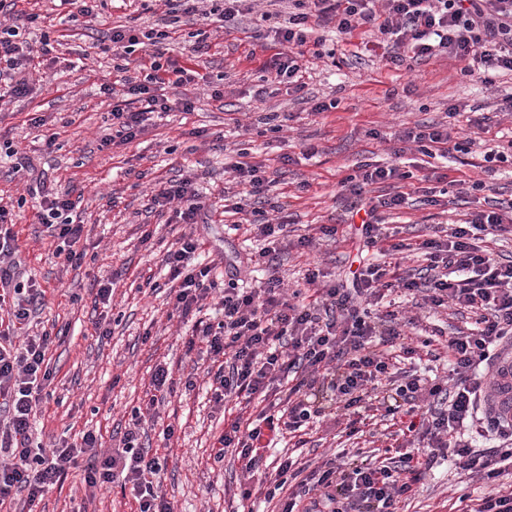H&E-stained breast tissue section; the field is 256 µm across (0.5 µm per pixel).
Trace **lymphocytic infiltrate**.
Here are the masks:
<instances>
[{"instance_id": "obj_1", "label": "lymphocytic infiltrate", "mask_w": 512, "mask_h": 512, "mask_svg": "<svg viewBox=\"0 0 512 512\" xmlns=\"http://www.w3.org/2000/svg\"><path fill=\"white\" fill-rule=\"evenodd\" d=\"M18 2L0 0V15L12 19L11 24L0 23V104L30 94L34 57L55 51L50 36L36 46L23 38L22 23L35 16ZM161 3L173 18L196 13L203 3L222 22L235 21L248 9L246 0ZM288 7L287 25L275 28L269 44L273 54L263 80L271 88L304 90L306 44L314 25L355 39L358 58L379 57L399 66L409 59L445 56L460 64L463 74L485 84L494 72L512 71V0H288ZM107 38L113 53L121 56L139 40L147 42L135 75L124 79V100L111 110L116 135L128 144L143 131L147 114L171 111L166 86L190 84L198 73L164 62L168 30L153 28L140 37L115 27ZM402 139L431 158L445 159L463 149L444 125L409 130ZM413 177L412 171L392 164L343 180L351 213L362 217L360 240L380 256L376 262H361L346 283L321 282L319 271L311 270L304 288L285 292L278 264L284 227L268 221L251 226L264 242L256 260L270 272L256 288L233 283L218 288L211 266L196 258L199 243L193 236L164 251L161 264L175 283L172 310L179 317L196 318L186 351L208 360L210 401L224 414V429L213 443L214 460L222 462L231 453L241 462L249 483L243 498H250L252 485L258 484L265 486L269 501L276 499V491L286 490L278 512H399L444 450H452L462 470L490 481L512 467V419L486 412L501 386L497 350L512 341V259L500 261L485 244L487 237L512 227V203L449 225L446 239L395 242L383 214L405 208L410 195L399 191L372 197L368 188L388 180L403 184ZM232 182L242 188L232 211L263 215L269 187L260 166L236 163ZM202 198L195 177L187 175L161 184L152 200L160 207L175 205L182 223L194 224L205 208ZM39 207L41 223L59 241L56 253L64 266L80 268L86 256L78 247L84 226L71 216L75 204L69 192H42ZM12 222L9 204L0 202V305H8L10 325L25 326L42 308L45 292L34 279L22 277ZM417 254L424 266L403 268V260ZM394 287L424 293L434 310H468L476 326L445 338L421 337L415 347L406 344L397 312L379 308L385 291ZM218 289L223 292L222 320L200 319L204 301ZM438 341L453 357L445 383L430 384L420 375L399 372L392 348L412 356ZM50 343L46 331L14 344L9 332L0 330V402L7 412L0 427V453L11 456L9 463L0 464V505L21 493L35 503L77 468L87 498L118 481L130 488L139 512H175L162 489L166 461L142 443L146 423L157 421L159 406L175 392L172 371L162 363L155 366L150 392L134 407L123 434L113 436L111 451H103L101 435L91 431L37 444L33 424L40 395L51 380ZM318 391L351 417L353 435L376 416H402L404 453L383 462L375 451L359 449L351 459L333 453L314 465L288 457L276 472H268L266 432L292 434L320 419L323 409L313 400ZM234 397L261 403L258 417L233 413L226 403ZM471 428L496 435L498 445L475 449L467 434Z\"/></svg>"}]
</instances>
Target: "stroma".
Masks as SVG:
<instances>
[{"label": "stroma", "instance_id": "stroma-1", "mask_svg": "<svg viewBox=\"0 0 512 512\" xmlns=\"http://www.w3.org/2000/svg\"><path fill=\"white\" fill-rule=\"evenodd\" d=\"M24 7L37 15L26 32L30 43H39L45 34L63 43L62 60L34 59L31 93L0 108V146L12 143L32 162L28 172H0V195L25 200L16 210L14 229L23 268L45 292L38 328L52 336L47 353L52 380L38 408L35 441L46 444L64 432L87 430L111 440L144 399L156 364L168 363L175 375L192 372L198 382H206L205 365L185 356L182 335L189 322L167 316L168 277L160 252L181 234L193 232L202 242L201 260L213 266L218 281H228L235 271L240 286H257L262 272L253 257L261 244L246 229H234L237 215L224 210V189L239 150L247 151L248 162L262 164L275 184V207L267 218L284 220L293 242L305 234L313 238L312 246H293L279 258L284 286L291 290L307 270H321L333 281L356 264V251L347 241L350 200L341 181L358 175L365 165L395 163L405 130L448 123L458 140H470L472 146L469 153L446 161L409 153L412 165L429 164L440 174L446 205L417 201L388 213L400 238H421L429 226L512 200V168L506 166L496 173L493 189L474 192L465 201L458 198L461 181L483 178L486 148L512 140V113L502 108L503 97L512 95L510 71L499 72L494 84L485 85L462 75L444 56L409 60L399 67L378 58L358 62L352 42L326 36L320 28L316 34L323 42L304 75L303 96H270L262 91L260 69L271 53L254 33V16L241 17L225 29L184 19L166 56L187 64L193 33L206 32L209 50L198 68L206 80L198 85L195 110L151 115L132 143L112 145V101L99 88L121 74L100 37L123 24L131 7L122 0H97L94 25L82 16L56 23L52 0H25ZM216 90L223 99H213ZM331 100L335 109L313 112L314 103ZM35 114L44 118V125H30ZM276 114L285 119L278 133L270 130ZM185 171L206 194L205 221L193 226L172 223L170 211L150 206L157 182ZM39 182L49 189L74 190L80 197L77 213L85 222L80 245L87 256L78 269H63L53 238L25 197L28 187ZM323 224L336 226V235L320 234ZM147 230L153 238L144 245L140 237ZM107 277L115 280L108 313L112 334L102 338L94 329L101 313L90 288ZM149 280L157 282V289L146 288ZM403 308L414 320L405 329L411 337L437 330L451 333L471 323L469 316L434 315L410 301ZM160 415L163 423L174 425L175 436L167 442L151 435L149 446L167 460L164 488L176 512H268L263 499L235 498L241 477L236 457L214 462L212 444L224 419L204 391L176 392ZM346 424L343 412L328 415L308 428L304 440L278 438L269 453L320 460L324 452L340 450L338 435ZM490 490L478 477L456 469L453 460H444L420 483L404 512H457L459 496L477 499ZM0 512H138V504L117 482L85 503L75 472L34 507L15 500L1 505Z\"/></svg>", "mask_w": 512, "mask_h": 512}]
</instances>
